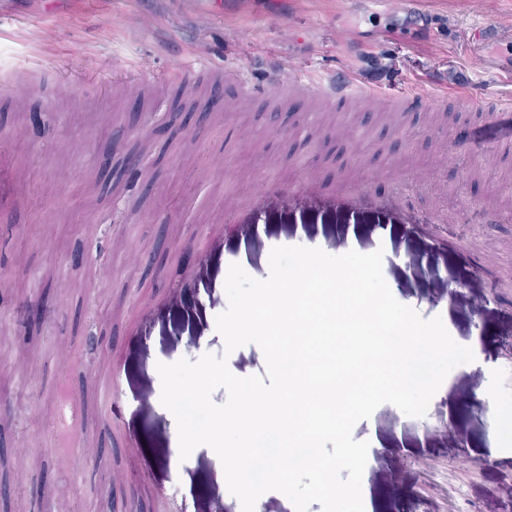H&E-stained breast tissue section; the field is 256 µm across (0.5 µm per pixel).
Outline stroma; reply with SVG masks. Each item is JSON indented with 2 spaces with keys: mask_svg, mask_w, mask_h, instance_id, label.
<instances>
[{
  "mask_svg": "<svg viewBox=\"0 0 512 512\" xmlns=\"http://www.w3.org/2000/svg\"><path fill=\"white\" fill-rule=\"evenodd\" d=\"M286 70L299 87L277 110L241 96L242 81ZM343 74L429 100L391 125L367 100L317 93ZM443 89L475 102L434 101ZM179 90L199 111L174 137ZM492 102L512 107V0H0V289L18 304L49 294L54 308L25 343L16 306L0 307V362L31 361L0 384V413L23 422L7 454L31 463L15 473L19 512H39L40 464L77 512H242L214 450L173 467L157 366L222 354L230 265L266 278L277 246L382 251L401 304L448 316L460 343L491 358L453 368L447 400L424 416L385 403L355 424L354 439L373 430L383 443L363 501L512 512V447L501 446L512 415V122L488 113ZM36 107L46 132L29 125ZM292 124L312 139L293 156ZM332 133L341 166L325 156ZM111 139L114 180L99 166ZM301 180L316 191L265 195L225 231V208ZM345 184L363 188L357 210L339 202ZM90 335L103 344L90 366L105 377L120 367L122 423L113 431L99 387L83 385L81 434L103 449L69 468L55 451L58 403L80 382L60 354Z\"/></svg>",
  "mask_w": 512,
  "mask_h": 512,
  "instance_id": "1",
  "label": "stroma"
}]
</instances>
